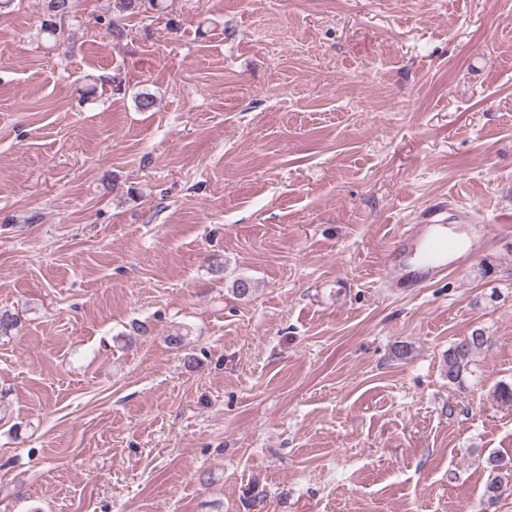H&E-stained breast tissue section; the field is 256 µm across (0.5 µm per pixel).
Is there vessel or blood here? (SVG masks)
Instances as JSON below:
<instances>
[{"label":"vessel or blood","mask_w":512,"mask_h":512,"mask_svg":"<svg viewBox=\"0 0 512 512\" xmlns=\"http://www.w3.org/2000/svg\"><path fill=\"white\" fill-rule=\"evenodd\" d=\"M442 211L440 205L428 206L427 223L402 227L393 258L385 269V282L406 288L430 287L463 270L481 248L482 237L490 233V226H483L478 232L453 234L439 219Z\"/></svg>","instance_id":"obj_1"}]
</instances>
